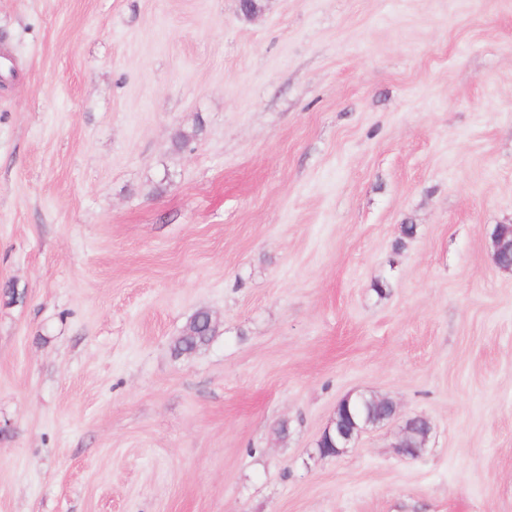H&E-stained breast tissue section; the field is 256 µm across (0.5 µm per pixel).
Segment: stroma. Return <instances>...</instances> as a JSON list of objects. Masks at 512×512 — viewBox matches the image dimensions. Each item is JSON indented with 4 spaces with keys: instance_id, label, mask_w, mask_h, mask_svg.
<instances>
[{
    "instance_id": "obj_1",
    "label": "stroma",
    "mask_w": 512,
    "mask_h": 512,
    "mask_svg": "<svg viewBox=\"0 0 512 512\" xmlns=\"http://www.w3.org/2000/svg\"><path fill=\"white\" fill-rule=\"evenodd\" d=\"M501 224L512 0H0V512H512ZM217 332V324L212 319L209 323V312L197 310L189 319L183 333L172 343L175 356L190 357L204 350ZM388 411V416L384 420H390L394 417L396 412L395 405H392L389 410L388 404H382L378 398L374 401L369 395L356 394L351 396L350 400H347L346 397L340 402L336 418L340 422L351 424V419L357 423L359 420L362 421L367 417L372 420H378ZM355 422L352 427L347 428L339 424L336 426V421L333 419L324 429L317 446H319L322 440L329 438L335 448H317L319 457H338L350 447L351 443L357 439L361 432L370 426L378 424L367 422L365 424H357Z\"/></svg>"
}]
</instances>
